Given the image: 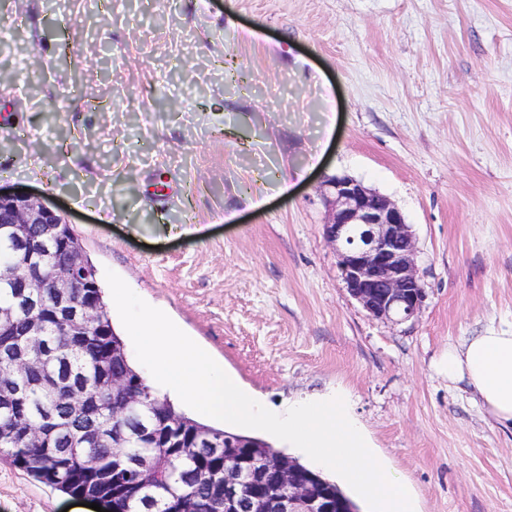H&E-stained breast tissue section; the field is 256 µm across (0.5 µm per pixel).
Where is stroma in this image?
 Listing matches in <instances>:
<instances>
[{
	"instance_id": "stroma-1",
	"label": "stroma",
	"mask_w": 512,
	"mask_h": 512,
	"mask_svg": "<svg viewBox=\"0 0 512 512\" xmlns=\"http://www.w3.org/2000/svg\"><path fill=\"white\" fill-rule=\"evenodd\" d=\"M0 186L268 405L344 391L416 512H512V429L434 370L512 322V0H0ZM411 224L426 297H350L319 186ZM189 224L190 233L171 227ZM79 498L0 458V512Z\"/></svg>"
}]
</instances>
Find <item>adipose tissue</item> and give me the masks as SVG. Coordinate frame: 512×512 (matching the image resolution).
Instances as JSON below:
<instances>
[{
    "label": "adipose tissue",
    "instance_id": "1",
    "mask_svg": "<svg viewBox=\"0 0 512 512\" xmlns=\"http://www.w3.org/2000/svg\"><path fill=\"white\" fill-rule=\"evenodd\" d=\"M437 370L449 384L469 387L480 408L512 428V323H492L449 344Z\"/></svg>",
    "mask_w": 512,
    "mask_h": 512
}]
</instances>
